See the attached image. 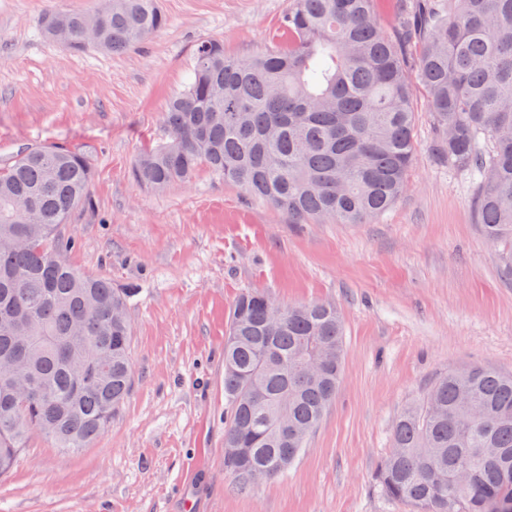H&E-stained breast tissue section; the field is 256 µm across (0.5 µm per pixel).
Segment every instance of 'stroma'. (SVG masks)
<instances>
[{"instance_id": "stroma-1", "label": "stroma", "mask_w": 512, "mask_h": 512, "mask_svg": "<svg viewBox=\"0 0 512 512\" xmlns=\"http://www.w3.org/2000/svg\"><path fill=\"white\" fill-rule=\"evenodd\" d=\"M292 0H159L168 22L122 53L68 51L51 10L101 0H0V166L35 146L84 152L92 209L64 236L77 268L136 286L132 386L110 425L61 454L29 437L0 480V512H412L372 473L400 413L451 369L512 373V276L473 215L468 172L434 162L425 100L406 195L369 224H292L199 167L155 192L134 175L170 140L162 113L193 50L273 48ZM335 303L347 345L336 398L286 473L246 490L224 471V336L244 291Z\"/></svg>"}]
</instances>
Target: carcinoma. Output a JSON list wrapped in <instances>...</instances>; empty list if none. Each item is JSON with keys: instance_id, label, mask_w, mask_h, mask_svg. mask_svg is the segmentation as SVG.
<instances>
[{"instance_id": "carcinoma-1", "label": "carcinoma", "mask_w": 512, "mask_h": 512, "mask_svg": "<svg viewBox=\"0 0 512 512\" xmlns=\"http://www.w3.org/2000/svg\"><path fill=\"white\" fill-rule=\"evenodd\" d=\"M376 0H294L282 42L249 59L223 41L195 45L186 89L163 112L170 141L144 153L136 177L161 190L201 164L264 200L290 224H366L405 193L413 165V100L426 93L432 154L477 177L474 219L512 243V0H399L384 30ZM98 44L86 14L48 12L45 34L73 52L121 53L162 29L158 0H105ZM87 155L32 147L0 168V360L26 366L27 396L0 370V479L28 437L83 448L131 385L127 307L114 288L68 261L62 225L90 203ZM237 298L224 340V470L240 488L299 458L333 401L345 359L336 305L281 307ZM472 484L436 486L430 470ZM373 481L415 512H512V374L453 369L404 410Z\"/></svg>"}]
</instances>
